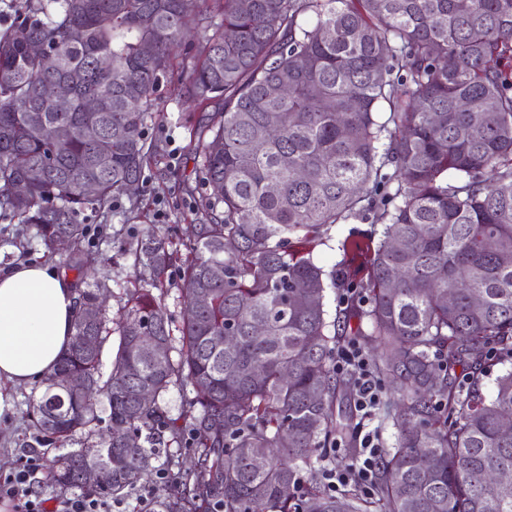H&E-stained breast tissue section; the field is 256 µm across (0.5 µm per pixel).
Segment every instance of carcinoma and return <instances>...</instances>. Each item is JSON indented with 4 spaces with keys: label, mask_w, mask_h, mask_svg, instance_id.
Returning a JSON list of instances; mask_svg holds the SVG:
<instances>
[{
    "label": "carcinoma",
    "mask_w": 512,
    "mask_h": 512,
    "mask_svg": "<svg viewBox=\"0 0 512 512\" xmlns=\"http://www.w3.org/2000/svg\"><path fill=\"white\" fill-rule=\"evenodd\" d=\"M252 2L245 11L241 0H22L0 36V220L32 226L49 253L60 238L81 251L88 228L80 217L108 218L139 183L153 161L145 128L175 75L172 48L193 30L205 36L180 62L186 92L198 107L222 102L208 126L179 117L211 193L207 223L184 243L178 360L152 290L179 249L149 232L136 260L151 282L118 325L109 376L99 371L106 315H92L100 288H86L72 342L32 403L35 439L52 445L92 432L99 397L109 405L97 454H59L51 483L78 487L86 463L112 456L96 491L118 498L148 479L165 433L174 440L187 430L196 462L179 473L176 491L191 505L512 512V484L489 481L512 472V434L498 427L499 415L512 412V368L492 392L483 384L494 357L512 360V0ZM306 15L315 18L310 29ZM34 40L53 65L29 52ZM102 56L112 71L99 70ZM74 71L83 79L69 108L56 111L53 90ZM91 97L102 111H84ZM462 100L469 111L458 109ZM90 123L95 142L84 137ZM43 124L57 126L61 139H42ZM489 168L494 182L484 179ZM22 181L29 186L19 197L13 187ZM354 219L380 225L377 242L351 245L368 257L364 283L329 276L293 249L296 239ZM327 277L358 289L334 322L311 306ZM448 293L451 304L440 301ZM349 335L375 349L384 419L396 429L369 497L356 487L328 494L313 465L330 438L355 429L347 382L332 367ZM137 336L156 337L155 352L131 357ZM74 370L87 392L57 385ZM187 384L201 413L188 414L185 429L160 399ZM142 386L151 401L139 400Z\"/></svg>",
    "instance_id": "1"
}]
</instances>
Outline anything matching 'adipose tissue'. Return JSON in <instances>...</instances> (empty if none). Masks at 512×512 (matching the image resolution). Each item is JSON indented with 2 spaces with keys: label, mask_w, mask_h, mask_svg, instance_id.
Returning <instances> with one entry per match:
<instances>
[{
  "label": "adipose tissue",
  "mask_w": 512,
  "mask_h": 512,
  "mask_svg": "<svg viewBox=\"0 0 512 512\" xmlns=\"http://www.w3.org/2000/svg\"><path fill=\"white\" fill-rule=\"evenodd\" d=\"M77 298L53 265L0 267V416L13 410L11 386L52 373L72 340Z\"/></svg>",
  "instance_id": "obj_1"
}]
</instances>
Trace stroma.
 <instances>
[{"label": "stroma", "instance_id": "35a3bbf8", "mask_svg": "<svg viewBox=\"0 0 512 512\" xmlns=\"http://www.w3.org/2000/svg\"><path fill=\"white\" fill-rule=\"evenodd\" d=\"M163 114L146 128V138L159 162L145 168L136 197L141 202L138 211H131L127 198H120L108 221L88 219V236L84 252L95 268V278L107 299L109 320L119 321L128 307L130 294L145 285L148 273L134 262V252L140 237L146 231L168 236L182 243L192 237L196 224L203 216L196 206L206 197V189L198 182V159L188 148L190 132L179 122L181 113L193 115L195 125H210L221 103L215 102L201 109L187 99L181 78H174L161 89ZM375 227L366 221L351 220L320 229L303 253L325 271L340 270L351 277L362 275L365 259L351 251L342 250L343 241L369 242ZM72 255L71 248L45 253L33 230L22 224L0 221V266L17 261H43L65 268ZM44 391L43 383L20 386L13 390L14 411L0 420V468H9L24 461L29 455L41 456L44 463L35 478V490L47 498L63 500L64 491L48 481L47 463L59 453L51 445H40L34 439V429L28 416L29 405Z\"/></svg>", "mask_w": 512, "mask_h": 512}]
</instances>
